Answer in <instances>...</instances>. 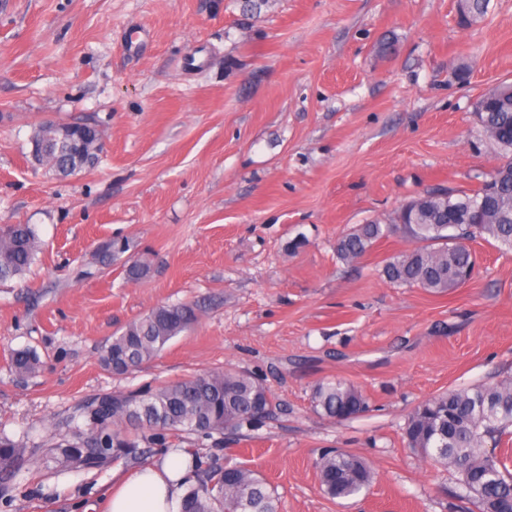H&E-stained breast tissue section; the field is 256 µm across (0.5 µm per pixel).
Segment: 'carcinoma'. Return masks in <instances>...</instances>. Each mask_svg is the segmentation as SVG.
Returning a JSON list of instances; mask_svg holds the SVG:
<instances>
[{"mask_svg":"<svg viewBox=\"0 0 512 512\" xmlns=\"http://www.w3.org/2000/svg\"><path fill=\"white\" fill-rule=\"evenodd\" d=\"M487 11V0H464L461 16L476 21ZM480 135L499 152L504 165L476 189L438 188L406 204L390 224H357L336 240V259L355 266L381 239L401 230L414 248L384 260L381 274L396 286L418 287L443 294L462 287L475 275L476 257L468 242L481 239L502 252H512V84L484 92L477 102ZM71 150L64 148L46 166L70 172ZM41 241L31 224L0 227V283L23 277L35 264ZM129 244L114 239L96 250L98 262L123 261L124 278L145 279L151 264L128 254ZM198 321L191 303L161 304L125 325L112 337L102 364L125 374L154 358L176 336ZM11 368L21 378L41 368L30 349L11 352ZM313 411L344 420L366 410L367 399L343 380L315 384ZM277 413L265 380L248 371L226 369L195 374L170 384L145 386L131 392L88 396L49 448L54 463L65 467L102 468L113 461L138 459L145 448L166 446L165 432L200 438L226 432L239 434ZM407 446L452 471L479 512H512V471L498 452L512 437V377L494 384L450 389L419 403L409 413ZM20 441L0 437V471L24 457ZM196 480L185 488L179 512H280L279 499L259 471L245 464L210 465L191 457ZM322 492L346 499L367 492L372 467L340 449L325 450L316 462Z\"/></svg>","mask_w":512,"mask_h":512,"instance_id":"1","label":"carcinoma"}]
</instances>
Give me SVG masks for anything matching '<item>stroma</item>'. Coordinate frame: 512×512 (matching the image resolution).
Instances as JSON below:
<instances>
[{
  "mask_svg": "<svg viewBox=\"0 0 512 512\" xmlns=\"http://www.w3.org/2000/svg\"><path fill=\"white\" fill-rule=\"evenodd\" d=\"M512 84V0L462 24L459 0H0V225H34L43 251L0 285V434L26 444L0 512L103 508L113 470L64 469L46 453L89 395L224 368L263 374L282 410L238 440L172 435L203 463H242L281 512H477L456 477L408 448L421 401L512 376V253L472 243L478 273L443 294L396 287L384 259L337 261L350 227L388 223L432 188L480 185L499 164L475 106ZM47 120L101 133L94 166L33 168ZM128 239L150 276L100 266ZM197 323L117 376L113 334L163 303ZM44 363L21 379L12 350ZM366 394L359 416L310 407L313 385ZM344 448L376 471L351 500L320 489L315 461Z\"/></svg>",
  "mask_w": 512,
  "mask_h": 512,
  "instance_id": "stroma-1",
  "label": "stroma"
}]
</instances>
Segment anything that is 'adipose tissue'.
<instances>
[{
	"label": "adipose tissue",
	"instance_id": "obj_1",
	"mask_svg": "<svg viewBox=\"0 0 512 512\" xmlns=\"http://www.w3.org/2000/svg\"><path fill=\"white\" fill-rule=\"evenodd\" d=\"M189 456L168 449L157 461L119 477L106 497V512H176L181 483L188 478Z\"/></svg>",
	"mask_w": 512,
	"mask_h": 512
}]
</instances>
